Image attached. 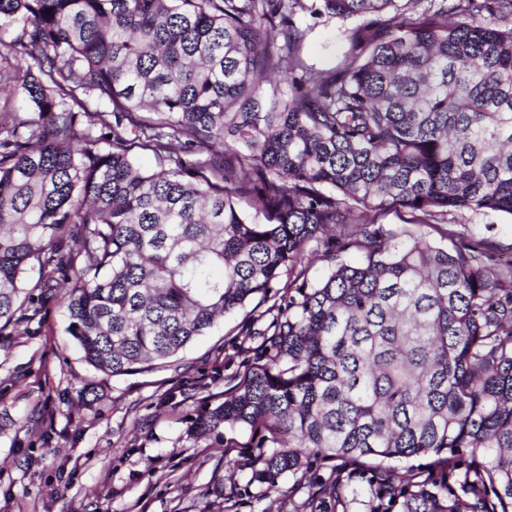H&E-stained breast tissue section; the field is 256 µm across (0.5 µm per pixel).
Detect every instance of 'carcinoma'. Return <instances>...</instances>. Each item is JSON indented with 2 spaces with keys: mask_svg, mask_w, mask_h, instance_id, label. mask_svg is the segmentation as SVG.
<instances>
[{
  "mask_svg": "<svg viewBox=\"0 0 512 512\" xmlns=\"http://www.w3.org/2000/svg\"><path fill=\"white\" fill-rule=\"evenodd\" d=\"M300 11L359 20L344 66L306 63ZM509 18L512 0H0V85L23 101L0 120V336L51 298L117 377L252 303L257 362L188 438L249 429L275 447L251 473L269 487L340 461L310 512L361 488L367 512H512V266L368 219L400 207L448 238L452 213L512 216Z\"/></svg>",
  "mask_w": 512,
  "mask_h": 512,
  "instance_id": "carcinoma-1",
  "label": "carcinoma"
}]
</instances>
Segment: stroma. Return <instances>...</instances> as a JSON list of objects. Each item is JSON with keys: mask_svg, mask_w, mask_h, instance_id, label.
Here are the masks:
<instances>
[{"mask_svg": "<svg viewBox=\"0 0 512 512\" xmlns=\"http://www.w3.org/2000/svg\"><path fill=\"white\" fill-rule=\"evenodd\" d=\"M301 53L318 69L344 64L341 20L300 15ZM452 248L482 239L494 258L512 259V216L463 212ZM244 312L221 319L176 362L108 377L81 358L64 307L38 304L27 327L0 336V512H293L332 464L311 460L267 488L250 480L262 456L248 429L227 431V446L186 436L203 399L227 390L259 351V339L232 334ZM223 496H216V484Z\"/></svg>", "mask_w": 512, "mask_h": 512, "instance_id": "stroma-1", "label": "stroma"}]
</instances>
